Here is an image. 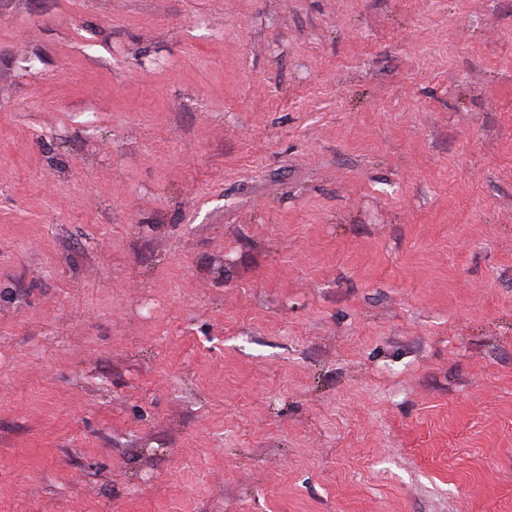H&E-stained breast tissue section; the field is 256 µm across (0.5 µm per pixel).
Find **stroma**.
<instances>
[{
	"mask_svg": "<svg viewBox=\"0 0 512 512\" xmlns=\"http://www.w3.org/2000/svg\"><path fill=\"white\" fill-rule=\"evenodd\" d=\"M0 512H512V0H0Z\"/></svg>",
	"mask_w": 512,
	"mask_h": 512,
	"instance_id": "1",
	"label": "stroma"
}]
</instances>
